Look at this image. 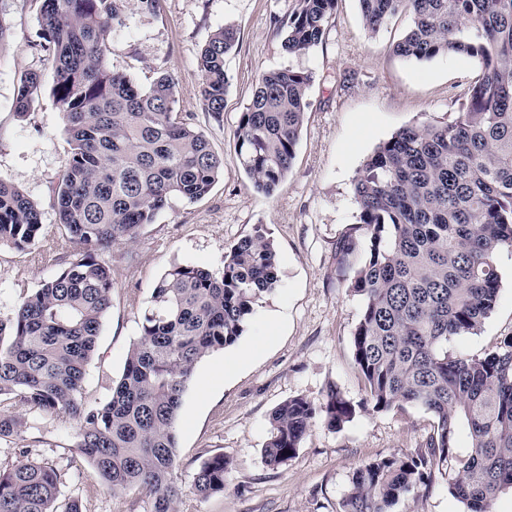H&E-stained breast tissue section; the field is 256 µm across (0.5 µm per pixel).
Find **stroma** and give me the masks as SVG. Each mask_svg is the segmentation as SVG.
<instances>
[{"label": "stroma", "mask_w": 512, "mask_h": 512, "mask_svg": "<svg viewBox=\"0 0 512 512\" xmlns=\"http://www.w3.org/2000/svg\"><path fill=\"white\" fill-rule=\"evenodd\" d=\"M42 0H0V20L9 28L0 41V181L32 199L42 212L44 244L20 252L0 246V317L22 292L56 276L65 261L45 244L60 234L55 189L71 141L53 96L55 72L39 45ZM296 0H163L155 14L126 0L124 26L105 36L109 66L149 88L172 75L181 112L194 116L213 149L224 158V177L203 199H172L136 242L102 250L112 263V307L103 320L83 382L87 402H104L120 376L144 310L160 276L173 264L224 270V253L263 225L277 251L279 282L256 306L242 336L208 353L196 365L176 420L177 512H342L349 477L360 464L392 454L426 449L433 419L405 405L359 412L343 429L316 424L286 465L263 458L272 411L291 397L321 400L338 386L353 402L366 396L354 365L351 337L362 302L348 288L365 259L356 249L346 262L339 243L362 240L356 224L352 182L364 161L399 129L452 122L478 72L476 62L449 53L418 62L392 47L409 19L399 16L375 35L363 28L357 0H337L326 35L317 47L296 55L282 48L275 20ZM239 32L226 58L229 79L224 122L214 123L195 92L197 57L219 28ZM293 68L311 73L309 107L292 168L273 196L253 189L236 158L237 121L261 74ZM40 77L29 112L15 99L21 78ZM497 305L475 334L451 337L449 354L481 356L512 336V253L498 259ZM15 412L26 425L12 442L0 443V466L33 457L63 475L64 494L81 497L86 512H147L143 496L113 497L68 449L76 424L68 417H40L27 407ZM224 454L230 467L224 493L201 498L193 490L199 463ZM395 512H465L444 479L402 498Z\"/></svg>", "instance_id": "35a3bbf8"}]
</instances>
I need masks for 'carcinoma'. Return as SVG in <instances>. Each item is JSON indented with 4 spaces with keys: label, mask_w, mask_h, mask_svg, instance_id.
<instances>
[{
    "label": "carcinoma",
    "mask_w": 512,
    "mask_h": 512,
    "mask_svg": "<svg viewBox=\"0 0 512 512\" xmlns=\"http://www.w3.org/2000/svg\"><path fill=\"white\" fill-rule=\"evenodd\" d=\"M125 0H43L40 45L55 70L54 96L72 151L56 191L72 251L60 273L22 294L0 317V442L17 436L20 403L76 423L71 453L121 498L136 492L149 512H175L181 495L175 423L197 363L236 342L263 296L277 285V258L263 226L224 255L218 276L174 265L155 284L140 332L109 398L85 402L82 384L112 307V265L100 247L132 243L169 202L194 203L224 178V159L178 111L173 78L141 88L111 69L104 36L122 23ZM337 0H297L281 21L288 54L318 46ZM371 35L404 14L397 56L428 61L457 53L480 70L451 124L406 126L377 146L353 183L364 262L349 288L361 297L352 355L367 392L356 404L337 386L320 401L290 398L271 415L265 462L291 460L318 422L340 430L358 411L403 404L425 409L433 432L424 452L393 454L355 468L342 512H393L440 474L466 512H491L512 489V336L482 357L448 354L453 336L476 333L498 301L500 252H512V0H358ZM236 30H216L197 59V95L219 122L226 56ZM312 75L283 68L259 78L236 129L239 166L271 195L296 156ZM39 76L21 79L16 112H28ZM37 204L0 182V245L24 252L42 240ZM465 431L469 444L457 438ZM229 462L200 463L194 490L224 492ZM62 475L29 457L0 466V512H83L61 497Z\"/></svg>",
    "instance_id": "carcinoma-1"
}]
</instances>
